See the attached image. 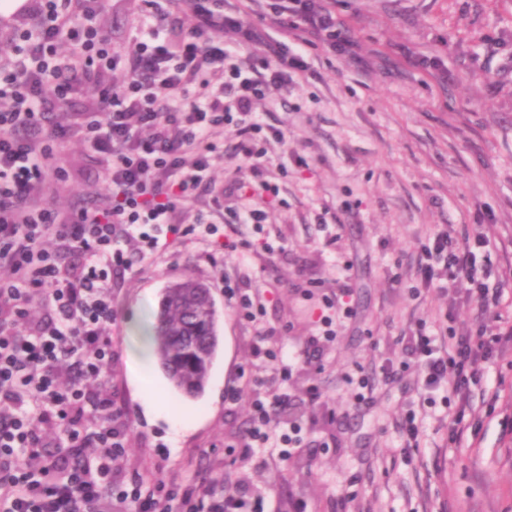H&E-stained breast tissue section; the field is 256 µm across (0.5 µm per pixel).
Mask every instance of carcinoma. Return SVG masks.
Masks as SVG:
<instances>
[{"label": "carcinoma", "mask_w": 512, "mask_h": 512, "mask_svg": "<svg viewBox=\"0 0 512 512\" xmlns=\"http://www.w3.org/2000/svg\"><path fill=\"white\" fill-rule=\"evenodd\" d=\"M218 346L209 289L193 279L167 285L153 327V351L172 387L189 397L201 394Z\"/></svg>", "instance_id": "cac0c4a2"}]
</instances>
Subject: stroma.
<instances>
[{
	"instance_id": "stroma-1",
	"label": "stroma",
	"mask_w": 512,
	"mask_h": 512,
	"mask_svg": "<svg viewBox=\"0 0 512 512\" xmlns=\"http://www.w3.org/2000/svg\"><path fill=\"white\" fill-rule=\"evenodd\" d=\"M145 0H105L96 22L115 46L138 34ZM351 41L348 52L307 47L314 77L285 91L271 90L262 119L288 131L272 145L265 169L275 198L248 189L234 138L217 131L221 156L212 177L233 204L268 213L262 228L224 227L250 240L251 249L204 256L189 240L153 259L134 260L117 282L109 330L120 352L107 392L125 407L128 451L115 464L121 475L150 468L181 484L214 493L247 487L266 512H512V352L484 359L468 429L448 441L441 393L426 404L413 386L405 337L418 328L487 322L512 329V288L498 308L479 313L475 302L449 307L437 292L419 288L410 267L427 231L451 224L457 237L482 225L492 240L494 268L512 267V0H330ZM69 186L54 198L67 209L104 202L99 161L78 139L56 148ZM351 264L355 315L318 360L295 365L280 414L302 423L304 441L285 461L246 455L241 443L250 419L252 352L274 335L299 354L319 326L336 269ZM247 277L264 298L262 322L239 319L224 280ZM192 278L214 300L220 345L201 395L177 392L163 372L154 390L178 412L179 423L148 419L132 360L150 328L162 290ZM387 361L395 381L375 374ZM363 371L373 383L369 405L353 402L347 374ZM319 387L311 403L309 387ZM239 388L237 401L226 398ZM415 411L419 445L407 447L402 423Z\"/></svg>"
}]
</instances>
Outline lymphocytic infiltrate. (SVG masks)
<instances>
[{"label": "lymphocytic infiltrate", "mask_w": 512, "mask_h": 512, "mask_svg": "<svg viewBox=\"0 0 512 512\" xmlns=\"http://www.w3.org/2000/svg\"><path fill=\"white\" fill-rule=\"evenodd\" d=\"M103 2L81 0L76 12L72 0H32L13 55L0 62V512H112L116 499L134 512H265L262 501L247 504L230 488L210 495L165 485L150 471L119 479L113 464L127 452L129 425L102 389L119 360L108 334L116 319L111 288L132 266L129 242L144 258L190 236L227 246L219 224L175 221L203 191H211L220 223H265L264 210L225 206L223 192L212 191L218 157L209 137L228 131L256 190L278 196L263 174L269 145L285 143L287 131L262 122L256 105L269 88L295 85L308 72L306 47L344 37L324 0H253L276 29L264 38L224 0H190L196 22L188 30L172 12L178 0H155L134 47L118 49L96 23ZM115 72L122 83H111ZM92 86L103 89L98 109L56 113ZM74 135L105 163L110 203L64 211L45 197L68 180L55 148ZM486 244L481 235L458 244L447 226L432 230L416 264L421 285L452 297L466 284L488 306L500 290L487 287L491 267L473 251ZM348 279L341 271L305 358L319 356L351 316ZM43 299L49 313L32 318ZM483 347L481 332L470 329L412 336L406 352L417 363L419 392L443 387L466 407ZM280 401L275 393L252 399L246 447L283 457L300 447V427L274 421ZM44 425L62 438L46 443Z\"/></svg>", "instance_id": "f902f5d3"}]
</instances>
